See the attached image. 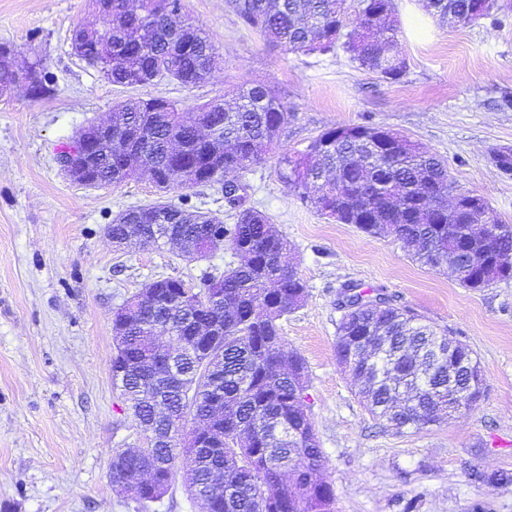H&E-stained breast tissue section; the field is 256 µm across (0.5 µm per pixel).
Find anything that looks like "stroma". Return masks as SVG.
Wrapping results in <instances>:
<instances>
[{
	"label": "stroma",
	"mask_w": 512,
	"mask_h": 512,
	"mask_svg": "<svg viewBox=\"0 0 512 512\" xmlns=\"http://www.w3.org/2000/svg\"><path fill=\"white\" fill-rule=\"evenodd\" d=\"M403 76L362 69L345 48L298 54L249 30L227 0H183L216 52L212 74L193 87L161 79L135 88L110 83L74 52L76 26L99 20L88 0H0V43L19 62L42 60L56 83L35 99L0 98V512H202L178 465L162 500L141 507L108 478L112 453L142 436L112 384V314L156 278L198 283L236 258L223 247L189 261L167 246L113 247L121 212L164 199L236 218L222 184L159 192L147 176L116 186L72 181L56 162L62 145L131 97L162 96L185 108L264 85L288 109L278 143L242 176L246 204L271 216L288 260L307 285L281 334L307 367L308 405L325 457L321 477L335 512H512V485L472 480V470L512 471V279L462 287L446 270L413 261L394 238L331 222L278 176L324 130L391 129L445 159L458 188L485 197L512 224V8L474 23L440 25L423 0H394ZM380 290L438 331L467 343L485 377L468 412L424 429L376 426L336 361L337 294L344 284Z\"/></svg>",
	"instance_id": "obj_1"
}]
</instances>
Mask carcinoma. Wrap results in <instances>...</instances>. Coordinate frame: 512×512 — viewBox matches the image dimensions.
I'll list each match as a JSON object with an SVG mask.
<instances>
[{"instance_id": "cac0c4a2", "label": "carcinoma", "mask_w": 512, "mask_h": 512, "mask_svg": "<svg viewBox=\"0 0 512 512\" xmlns=\"http://www.w3.org/2000/svg\"><path fill=\"white\" fill-rule=\"evenodd\" d=\"M465 0H430L427 9L444 19ZM242 21L264 38L293 53H330L342 46L353 60L381 78L399 79L405 60L381 61L384 37L397 38L392 0H370L356 25L345 31V0H229ZM182 0H112V17L101 29L112 38V56L91 46L93 66L110 65L112 84L135 87L155 80L156 65L168 61L167 78L191 87L210 74L214 47L203 26L176 22ZM40 80L30 95L54 93V80L40 61ZM112 148L102 154L107 185L128 171L150 174L161 190L209 183L216 175L242 174L281 136L288 109L268 87L241 88L231 104L212 101L184 111L158 98H130L113 108ZM329 128L300 156L281 160L279 177L327 219L353 224L372 237H393L415 261L428 267L451 262L466 288L482 277H512V226L496 216L482 196L456 195L448 165L398 132L397 149L371 159L372 148L336 137ZM493 224L467 235L476 214ZM220 217L184 199L130 209L112 222V243L134 245L127 225L149 239L158 228L166 244L195 248L207 256ZM224 242L239 262L212 286L208 313L223 329L218 360L208 359L211 343L200 338L202 315L176 280H150L126 302L125 330L114 345L112 381L130 401L137 428L158 431L209 422L216 448H131L112 479L135 482L134 499L146 506L161 500L175 481L176 464L192 474L190 496L209 512H334L332 486L316 478L324 466L315 424L298 394L306 376L304 360L288 350L279 320L304 302L306 285L285 261L288 240L267 214L249 208L224 225ZM337 302L336 359L358 388L373 420L385 428L421 430L451 415V383L460 359H473L466 343L450 355L448 336L424 323L413 309L387 300L377 308L373 289L344 285ZM183 347L179 375L157 361L158 333ZM224 391V414L216 416L210 391Z\"/></svg>"}]
</instances>
